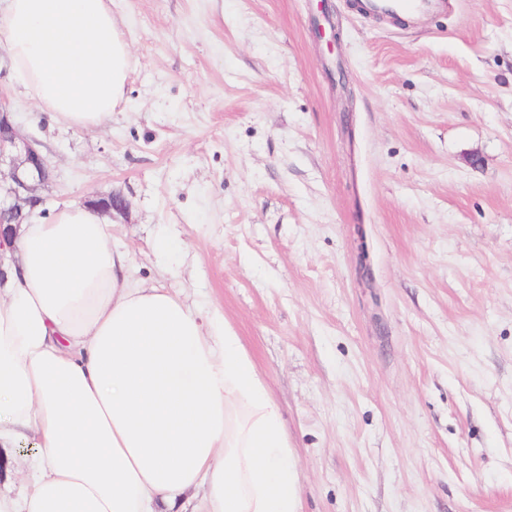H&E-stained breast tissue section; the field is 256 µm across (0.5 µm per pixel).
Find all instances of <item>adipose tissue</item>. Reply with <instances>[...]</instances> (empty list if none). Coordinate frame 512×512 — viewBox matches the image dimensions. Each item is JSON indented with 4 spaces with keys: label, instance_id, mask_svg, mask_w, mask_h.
I'll use <instances>...</instances> for the list:
<instances>
[{
    "label": "adipose tissue",
    "instance_id": "ef3b65f1",
    "mask_svg": "<svg viewBox=\"0 0 512 512\" xmlns=\"http://www.w3.org/2000/svg\"><path fill=\"white\" fill-rule=\"evenodd\" d=\"M30 97L104 126L131 66L109 0H6ZM101 212L71 204L0 249V512H301L297 465L239 337L134 279Z\"/></svg>",
    "mask_w": 512,
    "mask_h": 512
}]
</instances>
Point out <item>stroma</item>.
Returning a JSON list of instances; mask_svg holds the SVG:
<instances>
[{
    "label": "stroma",
    "mask_w": 512,
    "mask_h": 512,
    "mask_svg": "<svg viewBox=\"0 0 512 512\" xmlns=\"http://www.w3.org/2000/svg\"><path fill=\"white\" fill-rule=\"evenodd\" d=\"M110 6L132 68L103 128L41 111L0 45L47 215L112 193L135 276L223 315L302 512H512V0ZM365 11L382 13L392 11L396 14L408 12L410 15L427 12L436 8L439 0H362Z\"/></svg>",
    "instance_id": "35a3bbf8"
}]
</instances>
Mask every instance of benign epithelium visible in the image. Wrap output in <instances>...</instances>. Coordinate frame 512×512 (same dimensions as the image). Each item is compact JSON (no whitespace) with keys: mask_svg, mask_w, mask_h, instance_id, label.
<instances>
[{"mask_svg":"<svg viewBox=\"0 0 512 512\" xmlns=\"http://www.w3.org/2000/svg\"><path fill=\"white\" fill-rule=\"evenodd\" d=\"M36 145L18 133L12 112L0 103V239L16 233L44 203L39 191L52 171Z\"/></svg>","mask_w":512,"mask_h":512,"instance_id":"obj_1","label":"benign epithelium"}]
</instances>
